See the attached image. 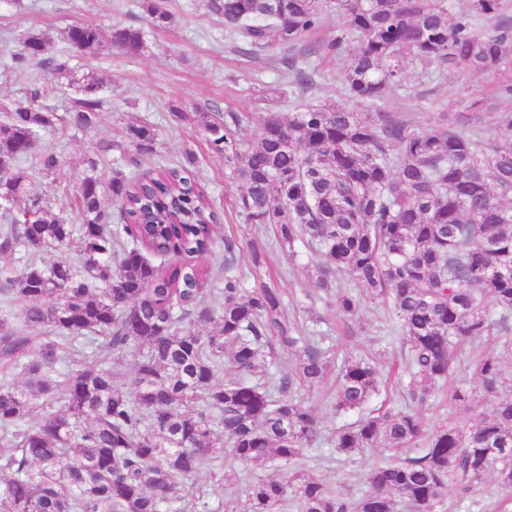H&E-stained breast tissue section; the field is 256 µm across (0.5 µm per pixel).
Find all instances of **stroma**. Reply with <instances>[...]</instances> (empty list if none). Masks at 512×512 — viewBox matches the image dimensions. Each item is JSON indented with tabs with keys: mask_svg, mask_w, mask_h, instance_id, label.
Returning <instances> with one entry per match:
<instances>
[{
	"mask_svg": "<svg viewBox=\"0 0 512 512\" xmlns=\"http://www.w3.org/2000/svg\"><path fill=\"white\" fill-rule=\"evenodd\" d=\"M136 3L137 0H23L21 9L0 14V68L8 63L10 53L19 49L21 37L29 29L45 33L57 55L63 57L69 55L64 31L76 23H93L105 32L116 24H134L147 30L148 49L140 56L112 51L73 59L81 72L102 81L106 104L98 125L91 131L56 127L43 132L41 143L57 155L61 175L53 181L33 177L32 192L45 198L50 211L71 205L87 172L86 158L98 153L104 143L123 141L129 122H148L156 128L159 142L156 153L144 158L142 170L184 163L185 149L195 152V170L218 219L216 237L219 241L233 238L240 246L237 272L245 288L275 280L284 295L283 316L287 323L307 334L338 338L341 350L370 356L381 369H389L405 353L401 340L392 332L394 319L389 312L369 303L353 318L337 317L324 295L311 284L305 250L290 253L276 244L270 227L244 223L238 215L233 203L237 185L223 160L211 157L202 136L201 113L216 106L224 112L251 117L256 112L254 91L280 88L279 52L266 51L250 57L233 52L224 38L223 25L205 13L200 0H170L168 8L173 20L159 30L150 28L147 16ZM491 85V77L485 74L448 70L438 78L414 66L410 69L409 95L390 98L381 107L424 127L439 115L462 112L473 95L488 96ZM176 102L191 107L187 121L171 120L168 107ZM259 239L266 241L268 250L257 267L247 246ZM331 385L327 379L297 392L305 402L317 406L323 436L317 449L306 452L301 467L356 495L364 490L368 471L387 462L389 455L378 449L346 465L333 462L330 440L343 418L334 409ZM490 410L489 403L475 392L462 408L453 405L447 392L442 391L423 417L430 429L444 423L465 429L489 415ZM448 512H512V500L488 483L466 494L452 488L448 491Z\"/></svg>",
	"mask_w": 512,
	"mask_h": 512,
	"instance_id": "stroma-1",
	"label": "stroma"
}]
</instances>
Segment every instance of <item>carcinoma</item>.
I'll return each mask as SVG.
<instances>
[{
    "instance_id": "cac0c4a2",
    "label": "carcinoma",
    "mask_w": 512,
    "mask_h": 512,
    "mask_svg": "<svg viewBox=\"0 0 512 512\" xmlns=\"http://www.w3.org/2000/svg\"><path fill=\"white\" fill-rule=\"evenodd\" d=\"M242 54L280 49L288 115L259 113L253 138L236 112L203 123L211 153L239 187L235 207L248 224H270L278 242L310 250L312 285L336 313L377 301L396 320L408 381L404 406L366 411L380 391L375 366L343 357L282 320L279 288L249 291L234 270L236 243L224 239V282L204 298L210 275L197 260L216 246V215L187 163L136 173L156 152L158 133L132 121L103 203L100 159L74 196L50 213L29 188L33 174L56 178L57 156L39 133L99 122L102 84L53 52L31 29L12 55V73L37 67L0 122V512H200V473L244 485L231 512H447L446 493L486 482L512 493V377L487 351L473 374L491 414L467 431H424L420 409L461 365L457 347L512 335V145L473 128L421 129L379 104L407 90L408 62L488 74L512 100V16L504 0H202ZM155 28L169 24L166 0H139ZM336 36L309 42L329 9ZM64 41L81 56L112 47L147 48L137 25L109 33L71 25ZM355 44L342 94L361 112L314 101L321 73L312 57ZM305 62H299V59ZM73 92L61 116L43 102L59 80ZM46 341L34 352L29 330ZM297 354L279 374L274 345ZM131 356L128 370L117 369ZM336 373V412L358 419L336 429L347 458L383 447L351 498L295 467L319 440L314 407L296 397ZM24 379L18 384L16 379ZM65 404L55 408L57 395ZM257 470L276 464L288 478L227 474L224 451Z\"/></svg>"
}]
</instances>
